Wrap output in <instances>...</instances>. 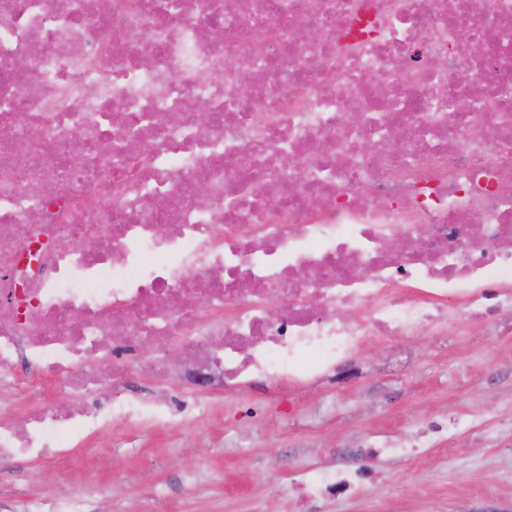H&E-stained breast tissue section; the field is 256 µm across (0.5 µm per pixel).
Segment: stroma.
Here are the masks:
<instances>
[{
    "label": "stroma",
    "mask_w": 512,
    "mask_h": 512,
    "mask_svg": "<svg viewBox=\"0 0 512 512\" xmlns=\"http://www.w3.org/2000/svg\"><path fill=\"white\" fill-rule=\"evenodd\" d=\"M356 361L348 381L297 388L116 381L171 400L175 425L114 426L73 462L0 460V512H305L309 475L360 466L362 440L430 420L450 426L418 456L372 460L374 481L317 512H512V335L451 323L362 346Z\"/></svg>",
    "instance_id": "stroma-1"
}]
</instances>
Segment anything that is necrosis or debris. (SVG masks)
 Instances as JSON below:
<instances>
[{"mask_svg": "<svg viewBox=\"0 0 512 512\" xmlns=\"http://www.w3.org/2000/svg\"><path fill=\"white\" fill-rule=\"evenodd\" d=\"M170 2L0 0L1 391L27 393L21 360L77 397L131 372L303 385L512 312V0ZM172 417L49 402L0 418V459Z\"/></svg>", "mask_w": 512, "mask_h": 512, "instance_id": "1", "label": "necrosis or debris"}]
</instances>
